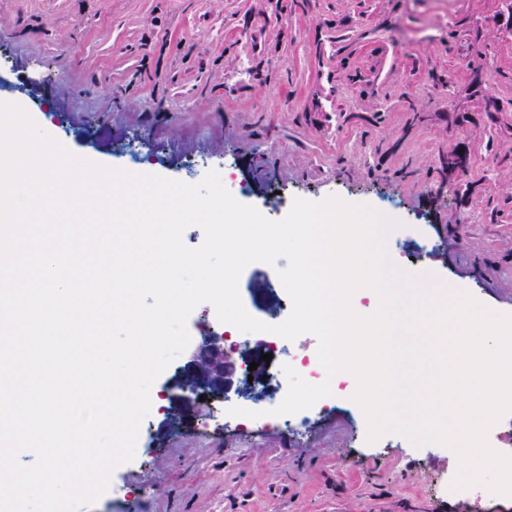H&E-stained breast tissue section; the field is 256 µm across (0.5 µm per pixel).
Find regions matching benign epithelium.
<instances>
[{"instance_id": "1", "label": "benign epithelium", "mask_w": 512, "mask_h": 512, "mask_svg": "<svg viewBox=\"0 0 512 512\" xmlns=\"http://www.w3.org/2000/svg\"><path fill=\"white\" fill-rule=\"evenodd\" d=\"M242 366L224 351L221 336L207 335L185 355L178 390L167 394L172 408L192 420L198 414L199 392L222 394L241 383Z\"/></svg>"}]
</instances>
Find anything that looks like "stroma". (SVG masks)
I'll list each match as a JSON object with an SVG mask.
<instances>
[{
    "mask_svg": "<svg viewBox=\"0 0 512 512\" xmlns=\"http://www.w3.org/2000/svg\"><path fill=\"white\" fill-rule=\"evenodd\" d=\"M5 101L101 165L133 151L195 184L207 159L271 220L285 197L370 205L399 226L395 265L512 314V0H0ZM460 143L469 173L442 185ZM286 265L241 274L252 317L287 319ZM311 421L149 413L82 512H471L436 486L447 447L367 443L346 388Z\"/></svg>",
    "mask_w": 512,
    "mask_h": 512,
    "instance_id": "1",
    "label": "stroma"
}]
</instances>
